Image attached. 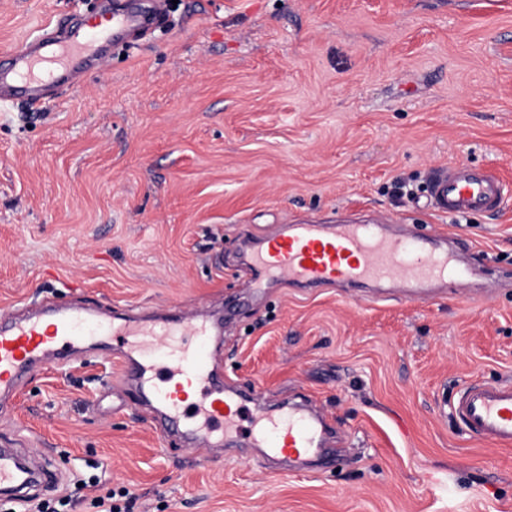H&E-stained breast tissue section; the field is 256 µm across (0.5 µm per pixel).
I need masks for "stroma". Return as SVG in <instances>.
Listing matches in <instances>:
<instances>
[{"label":"stroma","mask_w":512,"mask_h":512,"mask_svg":"<svg viewBox=\"0 0 512 512\" xmlns=\"http://www.w3.org/2000/svg\"><path fill=\"white\" fill-rule=\"evenodd\" d=\"M106 0H0V52ZM168 22L39 106L0 101V311L89 304L151 323L238 306L226 382L306 398L333 469L191 451L93 346L26 377L0 418L31 462L127 489L132 512H512V447L465 434L467 380L512 383V0H167ZM492 169L501 211L425 205L432 169ZM413 197H400L396 184ZM393 220L496 257L469 296L373 304L256 292L237 258L285 224Z\"/></svg>","instance_id":"35a3bbf8"}]
</instances>
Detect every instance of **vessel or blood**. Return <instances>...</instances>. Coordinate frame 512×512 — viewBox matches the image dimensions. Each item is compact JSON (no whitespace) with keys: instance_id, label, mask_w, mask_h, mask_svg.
<instances>
[{"instance_id":"obj_1","label":"vessel or blood","mask_w":512,"mask_h":512,"mask_svg":"<svg viewBox=\"0 0 512 512\" xmlns=\"http://www.w3.org/2000/svg\"><path fill=\"white\" fill-rule=\"evenodd\" d=\"M164 15L162 0L147 12L117 5L103 21L75 26L64 38L45 41L43 50H14L8 67L0 70V97L21 93L29 105H38L42 86L75 63L100 60L103 43L145 32ZM504 195L500 179L483 168L458 164L429 178L428 204L442 216L498 212ZM245 259L260 289L272 281L300 288L370 284L403 289L421 302L433 300L438 285L447 282L468 287L491 263L482 252L460 260L442 234L392 237L383 222L288 224L264 237ZM221 328L220 321L188 315L153 327L115 324L80 308L47 307L24 319L1 316L0 411L7 410L10 396L37 365L49 357H70L78 343L90 340L114 351L121 380L138 388L167 429L214 447L241 439L264 449L272 461L318 455L333 436L319 411L305 404L253 410L250 392L225 385L212 348ZM116 336L122 339L117 351L112 348ZM451 410L466 434L512 446V383H465ZM58 479V472L30 471L14 450L0 448V491L20 494L33 483Z\"/></svg>"}]
</instances>
